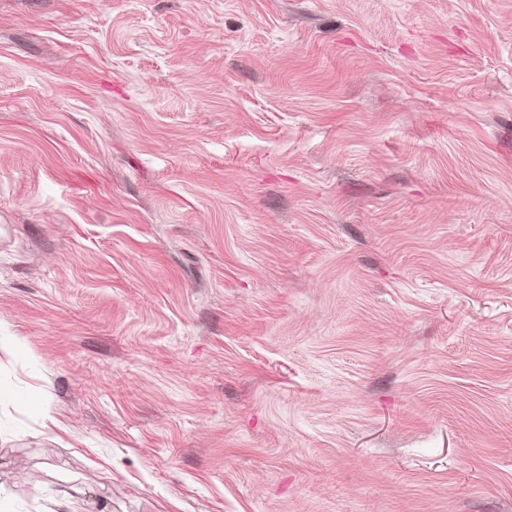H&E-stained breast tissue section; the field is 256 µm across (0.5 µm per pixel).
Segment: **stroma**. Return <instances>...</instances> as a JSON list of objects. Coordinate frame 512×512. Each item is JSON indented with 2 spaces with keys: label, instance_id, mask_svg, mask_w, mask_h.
Masks as SVG:
<instances>
[{
  "label": "stroma",
  "instance_id": "stroma-1",
  "mask_svg": "<svg viewBox=\"0 0 512 512\" xmlns=\"http://www.w3.org/2000/svg\"><path fill=\"white\" fill-rule=\"evenodd\" d=\"M0 512H512V0H0Z\"/></svg>",
  "mask_w": 512,
  "mask_h": 512
}]
</instances>
